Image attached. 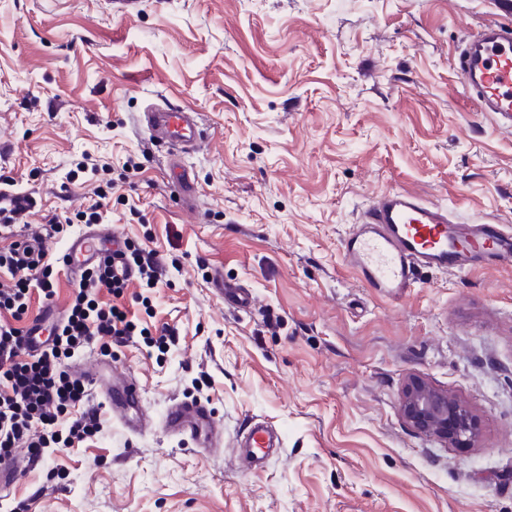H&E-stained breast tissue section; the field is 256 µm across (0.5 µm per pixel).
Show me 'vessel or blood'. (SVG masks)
<instances>
[{
  "label": "vessel or blood",
  "mask_w": 512,
  "mask_h": 512,
  "mask_svg": "<svg viewBox=\"0 0 512 512\" xmlns=\"http://www.w3.org/2000/svg\"><path fill=\"white\" fill-rule=\"evenodd\" d=\"M455 68L477 111L493 116L497 126L512 128V21L492 19L462 43ZM142 121L154 136L167 139L174 151L189 153L201 143L197 114L191 107L155 109ZM113 236L104 230L87 231L68 241L63 252L71 271H81L112 247ZM345 265L359 282L392 300L405 298L414 288L419 271L467 273L512 261V235L496 218L478 216L463 222L447 209L401 189H388L374 196L362 210L343 241ZM211 288L234 309L249 308L252 289L225 280L215 270ZM90 385L98 387L103 401L130 429L146 422L142 411V388L123 369H114L108 383H100L96 368L85 369ZM164 427L168 432L207 447L215 422L201 400H179L168 407ZM282 447V437L272 426L251 420L239 441L238 458L252 471L263 469ZM28 463L21 454L0 463V490L11 491Z\"/></svg>",
  "instance_id": "b4317fda"
}]
</instances>
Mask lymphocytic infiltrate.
<instances>
[{"label":"lymphocytic infiltrate","instance_id":"lymphocytic-infiltrate-1","mask_svg":"<svg viewBox=\"0 0 512 512\" xmlns=\"http://www.w3.org/2000/svg\"><path fill=\"white\" fill-rule=\"evenodd\" d=\"M38 232L14 240L0 252V461L11 459L16 449H27L40 462L55 443L70 447L95 437L101 430L98 406L91 404L88 388L69 376L66 359L74 357L93 337L129 345L151 336L153 346L165 349L174 332L161 328L151 334L130 316L121 302L127 279L113 274L111 266L83 273L69 310L40 352L27 354L23 330L17 325L32 290L54 293V261ZM112 304L102 306L100 292Z\"/></svg>","mask_w":512,"mask_h":512}]
</instances>
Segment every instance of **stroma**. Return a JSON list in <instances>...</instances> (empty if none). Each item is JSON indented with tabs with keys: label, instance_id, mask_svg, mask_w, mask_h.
<instances>
[{
	"label": "stroma",
	"instance_id": "35a3bbf8",
	"mask_svg": "<svg viewBox=\"0 0 512 512\" xmlns=\"http://www.w3.org/2000/svg\"><path fill=\"white\" fill-rule=\"evenodd\" d=\"M0 0V177L31 193L32 228L65 223L52 256L103 225L156 250L167 285L130 284L165 350L101 349L67 362L120 365L154 425L102 430L18 479L0 512H512V264L423 270L390 301L343 264L369 199L396 187L512 233V133L473 111L459 43L501 0ZM192 106L204 140L182 155L198 187L184 208L168 144L137 124L146 105ZM100 165L83 172L86 159ZM254 291L225 308L215 269ZM417 374L466 400L472 448L417 434L399 412ZM207 401L216 447L167 434L176 399ZM279 456L240 471L251 419Z\"/></svg>",
	"mask_w": 512,
	"mask_h": 512
}]
</instances>
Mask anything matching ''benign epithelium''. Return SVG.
Returning a JSON list of instances; mask_svg holds the SVG:
<instances>
[{
    "mask_svg": "<svg viewBox=\"0 0 512 512\" xmlns=\"http://www.w3.org/2000/svg\"><path fill=\"white\" fill-rule=\"evenodd\" d=\"M399 404L403 419L414 431L453 448H469L480 435V421L468 402L420 376L408 378Z\"/></svg>",
    "mask_w": 512,
    "mask_h": 512,
    "instance_id": "obj_1",
    "label": "benign epithelium"
}]
</instances>
